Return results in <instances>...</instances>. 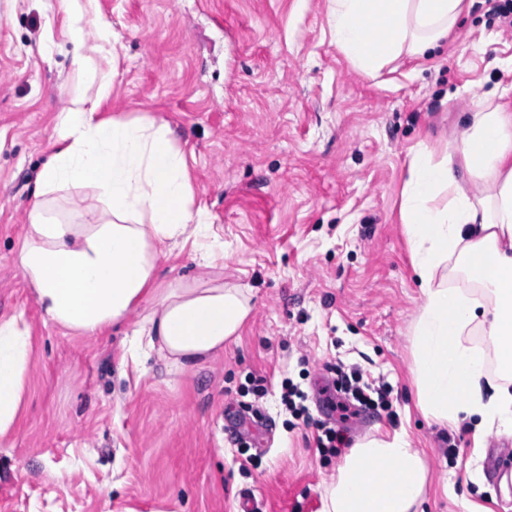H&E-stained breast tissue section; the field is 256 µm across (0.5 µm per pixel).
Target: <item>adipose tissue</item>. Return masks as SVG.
<instances>
[{
    "label": "adipose tissue",
    "instance_id": "obj_1",
    "mask_svg": "<svg viewBox=\"0 0 512 512\" xmlns=\"http://www.w3.org/2000/svg\"><path fill=\"white\" fill-rule=\"evenodd\" d=\"M463 0H328L335 39L355 68L375 74L422 57L455 28ZM77 98L58 115L60 136L37 180L17 256L44 321L100 336L132 313L133 340L181 375L224 351L250 315L246 288L224 284V252L193 206L183 154L148 116L104 119ZM478 177L468 193L464 175ZM94 202L64 213L57 191ZM401 219L419 279L410 374L417 404L443 427L470 422L512 436V113H474L440 161L416 153ZM191 247L192 280L160 283L158 269ZM466 285H451L456 273ZM35 349L24 310L0 316V447L22 419ZM495 374H488V367ZM428 469L407 432L359 440L320 494L321 512H423Z\"/></svg>",
    "mask_w": 512,
    "mask_h": 512
}]
</instances>
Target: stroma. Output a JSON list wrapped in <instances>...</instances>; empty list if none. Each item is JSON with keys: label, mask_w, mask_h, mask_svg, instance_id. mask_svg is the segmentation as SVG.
I'll return each instance as SVG.
<instances>
[{"label": "stroma", "mask_w": 512, "mask_h": 512, "mask_svg": "<svg viewBox=\"0 0 512 512\" xmlns=\"http://www.w3.org/2000/svg\"><path fill=\"white\" fill-rule=\"evenodd\" d=\"M499 2L465 0L431 55L369 76L333 41L327 0H80L76 13L0 0V314L24 309L39 338L14 445L0 447V512H237L242 493L291 478L299 501L319 502L340 462L315 444L335 418L323 389L354 367L392 408L350 416L347 433L407 430L429 467L426 512H463L465 499L512 512L488 478L512 464V438L475 447L417 406L421 291L400 218L416 150L441 159L481 100L512 112ZM77 29L110 81L103 116L169 127L224 246V282L251 291L238 338L182 375L155 355L132 361L133 320L102 336L44 322L16 271L57 115L96 94L74 62ZM288 379L311 424L284 410Z\"/></svg>", "instance_id": "35a3bbf8"}]
</instances>
